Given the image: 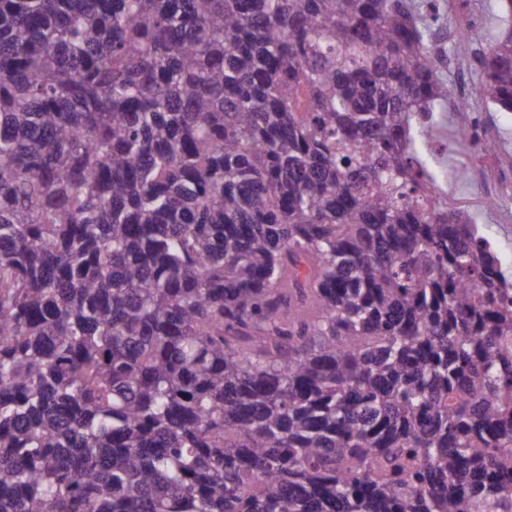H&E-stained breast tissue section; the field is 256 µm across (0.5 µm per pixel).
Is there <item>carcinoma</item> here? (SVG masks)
Returning a JSON list of instances; mask_svg holds the SVG:
<instances>
[{
  "label": "carcinoma",
  "instance_id": "cac0c4a2",
  "mask_svg": "<svg viewBox=\"0 0 512 512\" xmlns=\"http://www.w3.org/2000/svg\"><path fill=\"white\" fill-rule=\"evenodd\" d=\"M451 95L412 0H0V512H512Z\"/></svg>",
  "mask_w": 512,
  "mask_h": 512
}]
</instances>
